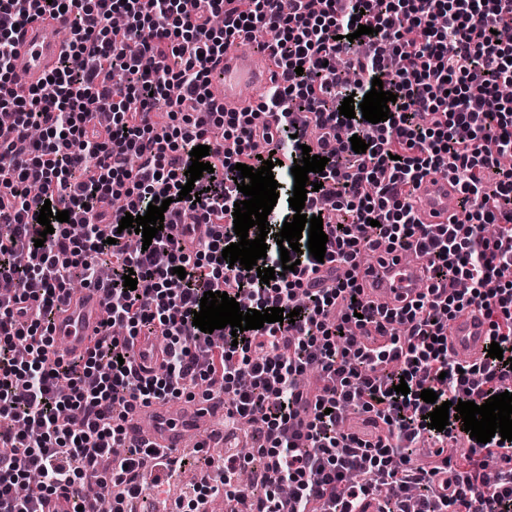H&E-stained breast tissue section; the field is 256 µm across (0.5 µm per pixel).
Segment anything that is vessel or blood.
Masks as SVG:
<instances>
[{"label":"vessel or blood","mask_w":512,"mask_h":512,"mask_svg":"<svg viewBox=\"0 0 512 512\" xmlns=\"http://www.w3.org/2000/svg\"><path fill=\"white\" fill-rule=\"evenodd\" d=\"M61 17L33 15L15 35L16 66L23 73L18 95L44 86L58 62L61 51L59 33ZM273 66L266 55L243 50L240 42L224 49L223 61L214 65L209 75L208 91L216 106L227 104L241 109L249 106L252 88L270 82ZM460 193L446 177L428 175L416 191V206L423 223L446 224L459 209ZM425 279L422 261L397 259L389 265L385 278L367 296L377 304L399 306L401 301L416 297L417 286ZM110 319V310L101 293L87 288L64 295L53 318L54 349L70 358L86 351L91 339L102 331ZM488 336V325L474 309L461 312L448 327V346L457 361H478ZM139 363L158 368L161 362L160 339L142 336L136 341ZM224 419V400L220 397L189 398L181 401H157L130 411L124 422L128 440L144 448L155 449L161 460L176 459L188 432L205 435L220 430Z\"/></svg>","instance_id":"b4317fda"}]
</instances>
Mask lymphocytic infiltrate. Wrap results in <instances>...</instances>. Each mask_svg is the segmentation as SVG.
Returning <instances> with one entry per match:
<instances>
[{"instance_id":"f902f5d3","label":"lymphocytic infiltrate","mask_w":512,"mask_h":512,"mask_svg":"<svg viewBox=\"0 0 512 512\" xmlns=\"http://www.w3.org/2000/svg\"><path fill=\"white\" fill-rule=\"evenodd\" d=\"M34 11L65 13L70 36L52 81L19 96L12 38ZM360 24L372 34L356 35ZM507 28L512 0H0V110L14 116L0 138V281L14 286L0 296V512H46L55 495L76 508L87 488L125 512L143 492L142 474L163 464L125 446L123 417L199 380L223 393L225 423L263 412L251 512H357L378 485L387 489L381 512H408L413 492L417 512L512 508V470L490 486L482 479L498 439L459 453L462 420L428 428L434 406L420 397L430 389L442 402L480 405L512 393V167L499 163L512 154V98L500 93L512 85V43L496 39ZM243 33L263 34L257 47L279 76L257 110L278 113L272 132L257 129V112H225L203 93L226 42ZM376 77L397 97L389 118L340 116L344 98L362 102ZM159 105L168 124L153 119ZM310 127L338 146L323 173H309L320 189L303 212L322 214L323 260L346 269L326 288L286 275L266 284L222 257L238 240L225 218L244 199L235 166L275 162L279 198L257 265L280 270L276 235L293 219L291 169ZM354 135L368 152L353 151ZM199 145L209 146L214 172L193 183L195 203L179 192ZM430 173L459 189L453 223L415 215L413 192ZM156 198L170 202L166 227L191 213L223 230L189 249L165 228L148 249L127 250L134 228L118 229L99 203L121 200L119 214L137 216ZM46 204L85 218L43 235ZM382 243L426 260V291L393 309L374 306L359 281L361 254ZM290 258L314 270L323 261ZM130 271L138 284L128 291ZM75 280L101 289L112 323L83 356L63 361L52 356V312ZM208 291L296 318L245 331L239 343L227 328L204 333L192 313ZM472 306L503 360L462 366L452 357L448 325ZM116 325L124 337L113 336ZM157 328L167 343L148 373L134 344ZM311 367L322 384L310 397L296 380ZM402 381L408 394L394 390ZM345 406L363 412L366 433L341 430ZM424 440L438 447L428 468L410 462ZM245 465L234 455L213 464L182 512H207Z\"/></svg>"}]
</instances>
